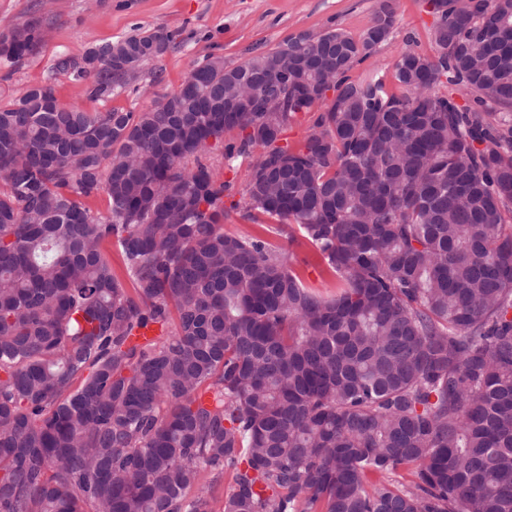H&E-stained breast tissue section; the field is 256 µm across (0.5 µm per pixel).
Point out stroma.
<instances>
[{"mask_svg":"<svg viewBox=\"0 0 512 512\" xmlns=\"http://www.w3.org/2000/svg\"><path fill=\"white\" fill-rule=\"evenodd\" d=\"M376 4L377 0H53L45 13L50 23L46 42L22 64L0 66V104L10 102L26 86L48 80L63 105L88 112H139L176 89L193 63L208 55L240 62L253 49L269 50L290 35L320 33L332 26L358 36L368 28ZM433 21L426 0H398L393 33L352 70V79L378 72L385 75L389 88H396L394 65L405 47L435 56ZM157 26L175 33V45L134 86L112 99H87L72 76L54 68L60 57L77 59L92 46Z\"/></svg>","mask_w":512,"mask_h":512,"instance_id":"1","label":"stroma"}]
</instances>
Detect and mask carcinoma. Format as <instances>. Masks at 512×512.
I'll return each mask as SVG.
<instances>
[{
  "instance_id": "1",
  "label": "carcinoma",
  "mask_w": 512,
  "mask_h": 512,
  "mask_svg": "<svg viewBox=\"0 0 512 512\" xmlns=\"http://www.w3.org/2000/svg\"><path fill=\"white\" fill-rule=\"evenodd\" d=\"M430 3L437 55L400 54L399 95L350 76L395 28L378 0L358 37L208 56L142 112L50 82L0 106V512H512V0ZM47 30L1 33L0 65ZM173 41L55 69L107 100ZM297 256L296 268L304 281L325 294H334V285L328 280V276L322 270L313 253L307 250H299ZM302 259L305 261H302Z\"/></svg>"
}]
</instances>
